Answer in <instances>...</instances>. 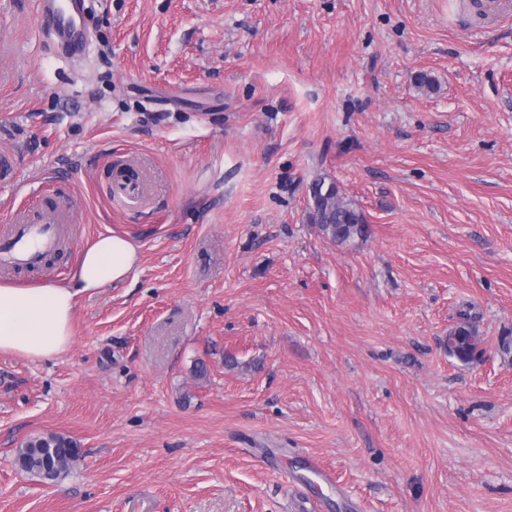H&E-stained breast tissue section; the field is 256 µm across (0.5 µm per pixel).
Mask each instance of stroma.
<instances>
[{
  "instance_id": "1",
  "label": "stroma",
  "mask_w": 512,
  "mask_h": 512,
  "mask_svg": "<svg viewBox=\"0 0 512 512\" xmlns=\"http://www.w3.org/2000/svg\"><path fill=\"white\" fill-rule=\"evenodd\" d=\"M86 7L70 59L0 0V221L42 194L75 218L7 280L63 281L109 232L140 266L61 356L0 357V512H512V0ZM321 176L366 239L311 223ZM49 433L80 451L51 485L15 463ZM125 167H117L114 177L110 182L112 194L127 202L129 205H135L144 194L143 182L138 178L127 176ZM462 321L448 330V354L462 362L474 359V353L482 343L476 326L469 322V315L461 314Z\"/></svg>"
}]
</instances>
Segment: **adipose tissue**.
I'll return each instance as SVG.
<instances>
[{
  "mask_svg": "<svg viewBox=\"0 0 512 512\" xmlns=\"http://www.w3.org/2000/svg\"><path fill=\"white\" fill-rule=\"evenodd\" d=\"M137 248L119 234H102L82 251L73 274L62 282L0 284V355L31 361L53 359L74 341L77 301L135 277Z\"/></svg>",
  "mask_w": 512,
  "mask_h": 512,
  "instance_id": "adipose-tissue-1",
  "label": "adipose tissue"
}]
</instances>
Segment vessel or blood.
<instances>
[{
    "mask_svg": "<svg viewBox=\"0 0 512 512\" xmlns=\"http://www.w3.org/2000/svg\"><path fill=\"white\" fill-rule=\"evenodd\" d=\"M86 0H38V10L45 30L53 38L54 50L61 56L85 53L90 33L85 25ZM112 194L137 204L144 194L140 179L116 169L110 182ZM69 219L65 208L49 197H42L37 207L10 211L7 225L0 230V272L42 268L56 254L66 238Z\"/></svg>",
    "mask_w": 512,
    "mask_h": 512,
    "instance_id": "vessel-or-blood-1",
    "label": "vessel or blood"
}]
</instances>
